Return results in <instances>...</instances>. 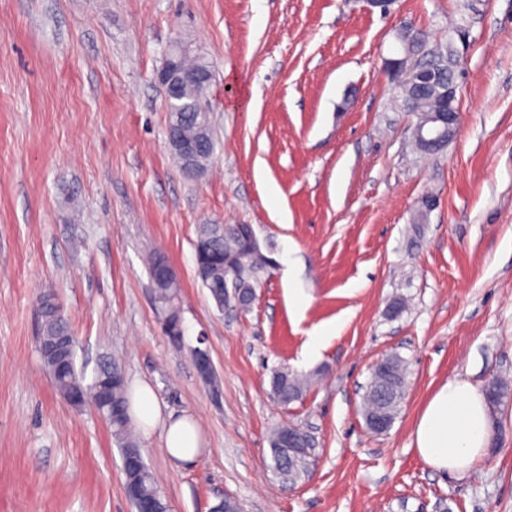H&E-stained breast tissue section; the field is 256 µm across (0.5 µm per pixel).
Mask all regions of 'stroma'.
<instances>
[{"label":"stroma","mask_w":512,"mask_h":512,"mask_svg":"<svg viewBox=\"0 0 512 512\" xmlns=\"http://www.w3.org/2000/svg\"><path fill=\"white\" fill-rule=\"evenodd\" d=\"M406 32L465 59L464 122L437 155L412 147L386 71ZM178 40L213 68L214 156L194 180L156 79ZM204 224L252 225L271 247L248 312L218 310L196 280ZM153 252L177 277L178 341ZM48 292L86 374L116 361L196 426L189 463L161 429L140 435L171 512L227 497L241 512H512V400L469 474L429 469L413 444L444 382L512 383V0H395L385 15L364 0H0V512H133L109 428L58 394L37 352ZM398 295L409 309L388 318ZM390 354L407 390L376 435L362 397ZM279 367L312 377L301 400L272 396ZM285 423L314 440L294 485L270 452Z\"/></svg>","instance_id":"obj_1"}]
</instances>
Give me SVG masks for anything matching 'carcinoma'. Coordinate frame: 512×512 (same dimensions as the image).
Listing matches in <instances>:
<instances>
[{"label":"carcinoma","instance_id":"1","mask_svg":"<svg viewBox=\"0 0 512 512\" xmlns=\"http://www.w3.org/2000/svg\"><path fill=\"white\" fill-rule=\"evenodd\" d=\"M406 52L421 60V65L413 70L406 69L399 74L400 83L410 89L419 83L422 72H427L429 81L427 91L416 97L413 106L421 116H429L434 112L440 101L443 90L455 80L458 67L455 66L456 55L451 50L442 53L439 50L423 51L418 41L407 40ZM169 111L180 114L183 131L188 135L198 132L195 119L202 111L201 98L197 97V89L187 88L181 106L171 107ZM195 272L201 285L214 297L224 290V283H234L239 291L242 308L250 307L255 295L256 285L263 274L268 271L267 262L261 253H270L269 247L257 252L250 241V228L246 224H221L217 227L206 225L199 230L195 244ZM177 279L165 281L155 288V299L166 313V330L172 332L173 323L178 320L176 307ZM43 317L42 338L63 334L69 331L60 307L47 297L40 298ZM42 361L48 370L55 388L67 401L76 408L87 405L104 414L105 421L112 431V437L126 456L134 450L141 449L139 438L134 431L129 413V395L124 376L116 364H107L97 370L91 381H86L84 374L77 369L76 361H71L67 372L57 369L55 363L47 357ZM271 387L280 403L287 405L302 398L306 381L285 370L272 372ZM406 372L405 362L397 355H392L372 370V378L366 390L362 416L365 426L374 428V420L381 415L388 424H393L402 399L405 395ZM487 403L490 407L500 406L504 399L512 393L509 385L500 380H490L484 388ZM297 447L305 449L299 455H288L284 446V427L272 430L270 450L274 468L277 472H285L288 479L295 484L308 474V458L312 441L310 436L299 431ZM124 488L128 499L135 504L140 500L159 498L165 499L159 491L154 476L149 468L141 466L132 474L123 471Z\"/></svg>","mask_w":512,"mask_h":512}]
</instances>
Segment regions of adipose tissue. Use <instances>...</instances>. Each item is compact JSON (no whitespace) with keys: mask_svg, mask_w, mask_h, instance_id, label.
Segmentation results:
<instances>
[{"mask_svg":"<svg viewBox=\"0 0 512 512\" xmlns=\"http://www.w3.org/2000/svg\"><path fill=\"white\" fill-rule=\"evenodd\" d=\"M490 410L484 393L465 380L443 383L431 396L414 430L417 454L431 469L467 474L485 454ZM200 437L186 418L169 422L165 447L178 461L192 460Z\"/></svg>","mask_w":512,"mask_h":512,"instance_id":"1","label":"adipose tissue"}]
</instances>
